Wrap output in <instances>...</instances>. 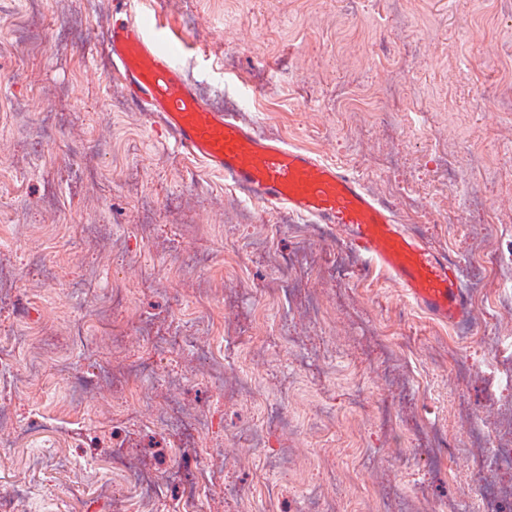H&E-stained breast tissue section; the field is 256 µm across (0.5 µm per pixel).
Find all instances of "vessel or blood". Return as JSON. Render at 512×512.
<instances>
[{
    "label": "vessel or blood",
    "instance_id": "obj_1",
    "mask_svg": "<svg viewBox=\"0 0 512 512\" xmlns=\"http://www.w3.org/2000/svg\"><path fill=\"white\" fill-rule=\"evenodd\" d=\"M107 49L130 105L149 112L189 159L252 201L336 225L411 307L452 326L468 322L469 296L442 254L356 177L211 109L186 76L181 42L142 17L134 0H113Z\"/></svg>",
    "mask_w": 512,
    "mask_h": 512
}]
</instances>
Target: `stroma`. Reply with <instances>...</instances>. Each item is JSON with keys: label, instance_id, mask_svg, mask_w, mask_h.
<instances>
[{"label": "stroma", "instance_id": "stroma-1", "mask_svg": "<svg viewBox=\"0 0 512 512\" xmlns=\"http://www.w3.org/2000/svg\"><path fill=\"white\" fill-rule=\"evenodd\" d=\"M137 10L182 39L212 108L357 177L484 294L464 326L429 320L338 228L300 246V216L189 160L127 102L105 48L112 0H43L35 14L0 0V41L43 44L0 57V99L16 106L0 122V341L38 324L46 348L39 381L20 353L0 385V512H115L145 469L156 512H172L188 483L173 468L194 453L195 512H304L313 490L339 512H479L483 485L512 487V468L482 463L512 417L498 364L512 353V114L499 103L512 0ZM474 152L495 177L471 169ZM492 228L502 263L485 270L475 255ZM118 282L129 292L115 300ZM326 361L335 372L317 379ZM353 382L363 407L347 401ZM168 403L183 415L163 424ZM477 431L479 459L462 453ZM16 435L25 447H10ZM116 448L120 477L104 471ZM326 459L353 479L335 482Z\"/></svg>", "mask_w": 512, "mask_h": 512}]
</instances>
